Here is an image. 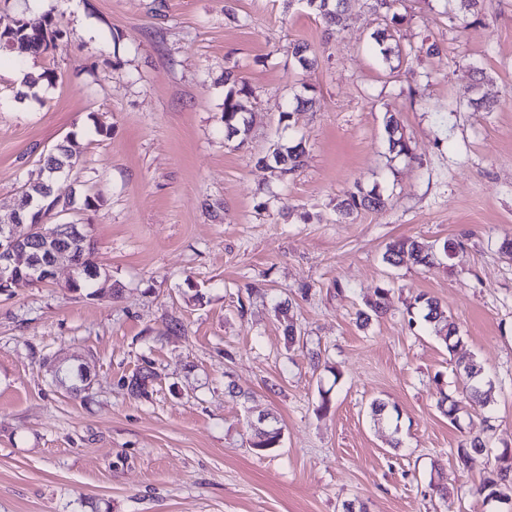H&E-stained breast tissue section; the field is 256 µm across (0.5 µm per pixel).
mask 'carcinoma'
<instances>
[{"label": "carcinoma", "instance_id": "obj_1", "mask_svg": "<svg viewBox=\"0 0 512 512\" xmlns=\"http://www.w3.org/2000/svg\"><path fill=\"white\" fill-rule=\"evenodd\" d=\"M307 6L321 18L326 31L332 34L339 30L344 21L349 0H306ZM52 20H47L39 28H32L21 18H14L11 23L0 29V51L12 54L18 62H23L29 55H36L50 47L51 42L63 38L60 30H50ZM372 39L383 58L387 59L392 54L399 52V45L394 43L393 31L388 28L373 33ZM224 91V128L227 136H239L246 139L248 123L243 116L240 98L253 94L252 87L243 80H237L232 76L225 79ZM385 130L388 135L390 150L398 155H409L410 147L399 132V122L395 115L386 117ZM53 163L58 170L59 183L56 194L68 205L72 193L64 185L65 179L80 163V151L74 139L67 137L56 146ZM257 163L262 165L274 164L280 168L283 175H293L301 170L306 163L305 148L297 143L295 145L276 143L274 148L266 155L257 158ZM22 198L37 205L48 206L51 199L47 198L45 182L29 183L23 186ZM382 196L374 191H365L360 185H355L349 190L340 203V212L345 217H350L361 210L378 209L383 206ZM457 247V242L447 240L442 248L436 250L434 245L423 239L400 238L389 243L383 253V261L393 267H397L405 259L420 266L433 263L437 255H449ZM75 248L80 250L84 263L101 269L104 280H109L110 274L106 269L100 268L96 261L93 240L85 243H75ZM389 291L385 288L376 289V299L368 303V310L357 312V320L361 326L366 327L372 318L378 317L384 310L385 301ZM412 307L417 309L418 315L430 326L432 331L446 345L448 350H455L462 342L457 336L456 328L448 322V316L442 305L435 299L420 294L415 297ZM459 376L462 380L460 398L453 399L448 395H442L438 402L441 412L448 416L450 422L458 420V413L462 404L469 402L482 408L488 406L487 389L492 387V381L487 376L483 366L472 360L459 365ZM151 377L149 372H138L132 376L127 384L129 392L135 396L147 395V381ZM281 429L274 426H262L254 429L252 447L261 452H268L277 447L281 441ZM487 450V440L480 437H467L456 448L455 461L459 470L468 467L472 455ZM479 493L484 499L493 497L509 499L512 493V462L494 468L483 478Z\"/></svg>", "mask_w": 512, "mask_h": 512}]
</instances>
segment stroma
Listing matches in <instances>:
<instances>
[{"instance_id":"stroma-1","label":"stroma","mask_w":512,"mask_h":512,"mask_svg":"<svg viewBox=\"0 0 512 512\" xmlns=\"http://www.w3.org/2000/svg\"><path fill=\"white\" fill-rule=\"evenodd\" d=\"M397 11L394 26L353 0L330 37L306 0H0V17L64 33L29 58L26 81L0 55V213L75 136L70 217L119 291L68 290L64 264L0 291V512H491L477 488L493 455L461 472L454 451L487 411L495 448L512 446V259L498 251L512 239V0ZM389 26L401 55L385 62L369 45ZM299 44L314 69L295 62ZM228 68L254 90L243 144L224 136ZM302 92L311 105L282 129ZM389 112L410 156L388 149ZM284 137L308 152L286 179L256 162ZM356 182L386 205L342 218ZM410 236L461 246L427 267L384 263L386 244ZM379 288L386 312L360 328ZM419 294L446 307L455 351L409 326ZM471 359L493 382L490 407L453 424L437 400L457 396ZM81 365L90 385L69 392L55 371ZM145 367L148 396H130ZM376 399L398 407L397 424L373 423ZM263 414L283 439L259 454Z\"/></svg>"}]
</instances>
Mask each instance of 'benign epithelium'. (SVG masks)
Instances as JSON below:
<instances>
[{
	"label": "benign epithelium",
	"instance_id": "1",
	"mask_svg": "<svg viewBox=\"0 0 512 512\" xmlns=\"http://www.w3.org/2000/svg\"><path fill=\"white\" fill-rule=\"evenodd\" d=\"M88 234L87 225L74 221L55 224L47 233L41 225L27 221L25 209L16 208L15 220L0 225V290L18 281L25 259L29 260L25 281L54 280L57 264L63 260L70 264L72 279L95 278V271L84 269L71 249L74 239Z\"/></svg>",
	"mask_w": 512,
	"mask_h": 512
}]
</instances>
